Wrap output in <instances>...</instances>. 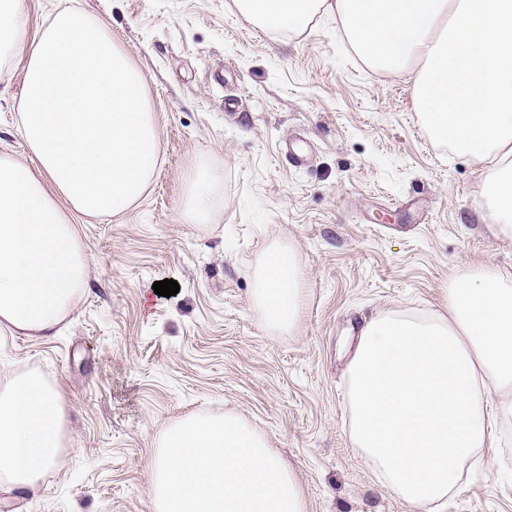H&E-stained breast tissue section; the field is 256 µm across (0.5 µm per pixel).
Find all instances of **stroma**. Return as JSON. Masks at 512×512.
<instances>
[{
    "mask_svg": "<svg viewBox=\"0 0 512 512\" xmlns=\"http://www.w3.org/2000/svg\"><path fill=\"white\" fill-rule=\"evenodd\" d=\"M71 5L107 23L142 71L161 164L135 211L74 217L90 265L67 321L47 336L0 328V383L36 371L55 384L72 449L38 488L0 492V512H153L162 428L227 410L270 434L309 512H409L350 446L344 369L364 319L442 308L470 265L512 273V236L480 206L483 167L433 143L410 76L366 67L332 18L272 35L233 0H23L25 40ZM21 85L20 67L0 69V152L19 157ZM199 155L223 169L224 202L211 223L187 224L183 180ZM275 239L307 276L288 336L267 332L250 302ZM164 279L176 295L155 294ZM442 512H512V469L464 477Z\"/></svg>",
    "mask_w": 512,
    "mask_h": 512,
    "instance_id": "stroma-1",
    "label": "stroma"
}]
</instances>
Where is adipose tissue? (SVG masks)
I'll use <instances>...</instances> for the list:
<instances>
[{"label": "adipose tissue", "instance_id": "ef3b65f1", "mask_svg": "<svg viewBox=\"0 0 512 512\" xmlns=\"http://www.w3.org/2000/svg\"><path fill=\"white\" fill-rule=\"evenodd\" d=\"M250 23L302 33L329 16L370 68L413 77L429 136L483 165L478 195L512 233V0H234ZM22 0H0V64L23 70L18 130L28 158L0 153V326L28 335L71 313L89 257L73 215L132 211L159 166L143 75L98 17L52 12L31 43ZM224 173L196 157L182 216L210 223ZM307 290L291 245L271 241L252 272L251 306L291 334ZM445 310L394 307L367 320L346 375L351 448L412 512H434L482 449L512 436V274L469 266L448 281ZM55 386L28 373L0 387V490L36 487L65 456Z\"/></svg>", "mask_w": 512, "mask_h": 512}]
</instances>
